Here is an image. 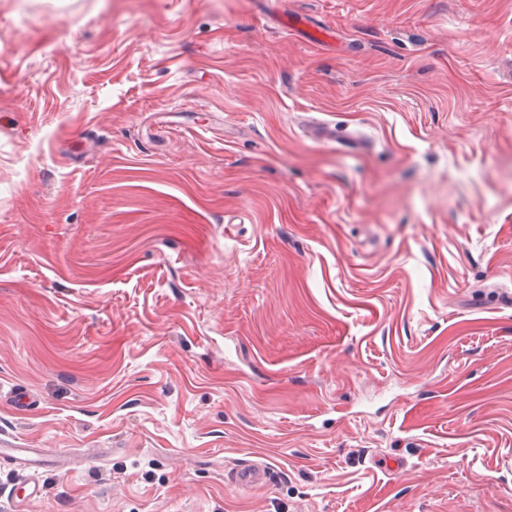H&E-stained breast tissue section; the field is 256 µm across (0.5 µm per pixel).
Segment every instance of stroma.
<instances>
[{"mask_svg": "<svg viewBox=\"0 0 512 512\" xmlns=\"http://www.w3.org/2000/svg\"><path fill=\"white\" fill-rule=\"evenodd\" d=\"M0 443V512H512V0H0ZM308 137L316 141L333 142L336 140H344L355 144H359L361 140V135L357 131H340L336 129V126L320 121H317L310 126ZM336 143L340 144L337 141Z\"/></svg>", "mask_w": 512, "mask_h": 512, "instance_id": "35a3bbf8", "label": "stroma"}]
</instances>
